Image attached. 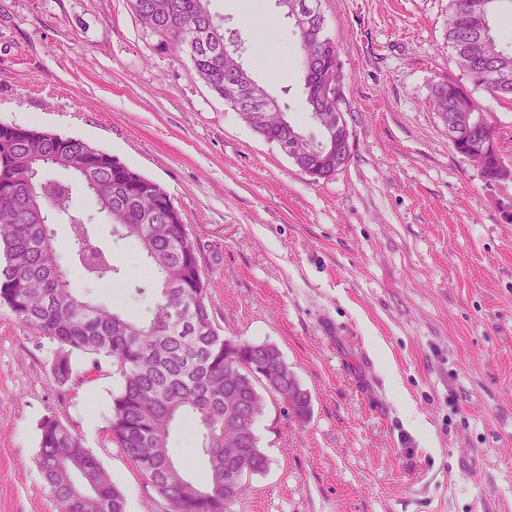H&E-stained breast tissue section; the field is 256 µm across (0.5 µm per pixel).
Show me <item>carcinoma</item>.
Returning a JSON list of instances; mask_svg holds the SVG:
<instances>
[{
    "label": "carcinoma",
    "instance_id": "cac0c4a2",
    "mask_svg": "<svg viewBox=\"0 0 512 512\" xmlns=\"http://www.w3.org/2000/svg\"><path fill=\"white\" fill-rule=\"evenodd\" d=\"M207 0H130L138 19L185 49L198 78L219 97L233 84L241 119L269 142L295 141L299 132L275 113L256 122L255 97L266 94L244 65L224 56V30ZM504 0H449L446 31L454 62L474 87L512 101V50L501 48L490 25ZM303 95L312 120L332 112L321 86L339 80L332 52L303 50ZM433 107L463 135L451 141L479 154L488 128L467 87L447 81L434 87ZM63 171L81 183L96 210L78 208ZM82 139L13 124L0 126V306L58 345L53 371L72 375L71 355L109 360L120 376L112 395L108 430L134 463L165 512H230L247 491V478L267 466L257 421L265 396L283 404L298 397L288 388L290 368L272 343L226 337L216 325L199 252L179 209L165 189ZM70 227V253L61 255L51 225ZM136 244L147 280L134 285L149 299L144 311L110 308L72 288L68 261L88 285L126 284L112 253L95 238L94 225ZM196 418L197 453L205 475L192 477L170 446L174 425ZM38 461L59 512H127L123 492L81 440L55 418L41 424Z\"/></svg>",
    "mask_w": 512,
    "mask_h": 512
}]
</instances>
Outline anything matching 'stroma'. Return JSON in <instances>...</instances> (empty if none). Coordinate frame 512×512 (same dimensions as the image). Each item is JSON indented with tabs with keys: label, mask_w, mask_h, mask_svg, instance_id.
I'll return each instance as SVG.
<instances>
[{
	"label": "stroma",
	"mask_w": 512,
	"mask_h": 512,
	"mask_svg": "<svg viewBox=\"0 0 512 512\" xmlns=\"http://www.w3.org/2000/svg\"><path fill=\"white\" fill-rule=\"evenodd\" d=\"M448 5L319 0L353 145L346 167L315 180L129 0H0V122L83 139L158 182L199 246L216 324L276 344L311 395L304 420L267 399L257 432L269 466L231 512H512V178L483 179L433 108L434 86L462 77ZM207 6L289 120L318 135L277 0H262L261 21L241 0ZM281 47L276 71L267 58ZM474 98L512 164V103ZM96 230L114 264L143 279L137 247ZM56 350L0 306V512H58L37 460L48 417L98 458L127 512H161L108 431L118 375L77 353L59 382ZM407 399L431 440L408 430Z\"/></svg>",
	"instance_id": "35a3bbf8"
}]
</instances>
